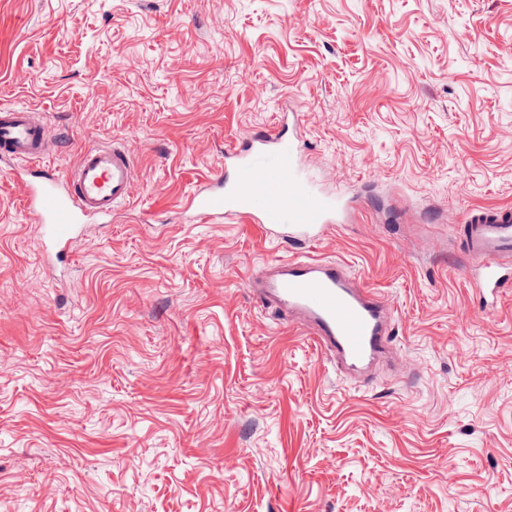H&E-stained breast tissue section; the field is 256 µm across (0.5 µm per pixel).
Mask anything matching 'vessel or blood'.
<instances>
[{
    "instance_id": "vessel-or-blood-1",
    "label": "vessel or blood",
    "mask_w": 512,
    "mask_h": 512,
    "mask_svg": "<svg viewBox=\"0 0 512 512\" xmlns=\"http://www.w3.org/2000/svg\"><path fill=\"white\" fill-rule=\"evenodd\" d=\"M49 134L45 120L26 106L0 108V154L35 165L26 207L40 217L39 235L56 259L88 220L109 223L127 202L134 158L121 140L81 153L72 172L44 167ZM225 174L215 186L190 194L183 205L196 222L228 217L262 225L267 235L312 244L324 229L340 223L350 205L341 194L320 191L300 167L298 144L276 131L228 148ZM460 236L477 276L480 301L498 300L512 286L503 265L512 256V207L467 210ZM262 305L296 316L317 349L337 369L367 382L379 362L394 358L393 314L388 297L366 286L340 263L314 257L260 265L249 277Z\"/></svg>"
}]
</instances>
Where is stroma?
Here are the masks:
<instances>
[{"instance_id": "obj_1", "label": "stroma", "mask_w": 512, "mask_h": 512, "mask_svg": "<svg viewBox=\"0 0 512 512\" xmlns=\"http://www.w3.org/2000/svg\"><path fill=\"white\" fill-rule=\"evenodd\" d=\"M60 172L125 139L110 223L46 263L0 156V512H512V294L455 233L512 205V0H0V107ZM296 114L359 200L310 255L395 309L410 376L339 375L247 276L293 248L183 198Z\"/></svg>"}]
</instances>
